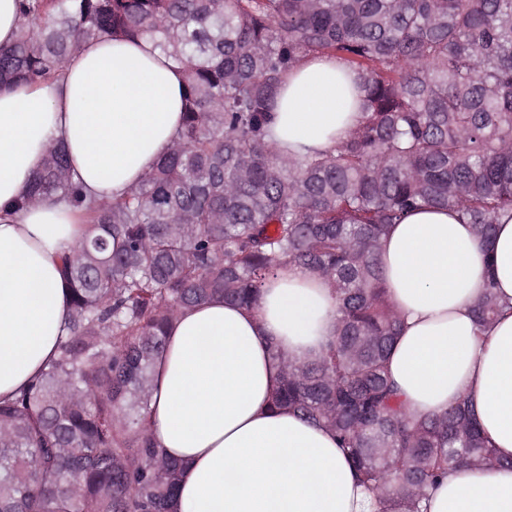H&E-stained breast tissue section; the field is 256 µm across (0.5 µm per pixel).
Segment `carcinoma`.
<instances>
[{
  "mask_svg": "<svg viewBox=\"0 0 512 512\" xmlns=\"http://www.w3.org/2000/svg\"><path fill=\"white\" fill-rule=\"evenodd\" d=\"M0 84L51 85L84 42L147 39L180 69L181 132L123 197H87L64 145L22 210L65 200L88 231L62 259L67 335L0 400V512H174L182 464L147 426L156 359L185 309L253 311L293 264L327 282L335 335L282 365L270 409L336 436L359 481L420 512L448 469L499 463L461 400L414 416L388 372L404 327L381 243L422 207L455 212L486 254L512 218V0H17ZM306 56L357 75L361 120L324 151L284 156L276 96ZM506 307L488 283L479 329Z\"/></svg>",
  "mask_w": 512,
  "mask_h": 512,
  "instance_id": "obj_1",
  "label": "carcinoma"
}]
</instances>
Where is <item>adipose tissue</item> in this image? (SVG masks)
<instances>
[{
	"instance_id": "adipose-tissue-1",
	"label": "adipose tissue",
	"mask_w": 512,
	"mask_h": 512,
	"mask_svg": "<svg viewBox=\"0 0 512 512\" xmlns=\"http://www.w3.org/2000/svg\"><path fill=\"white\" fill-rule=\"evenodd\" d=\"M183 78L141 40L80 46L61 83L0 89V398L27 386L53 358L68 325L60 257L85 234L64 202L12 209L64 144L90 195H123L177 140ZM355 76L333 58H308L289 76L273 114L282 152L322 150L346 138L360 114ZM381 261L405 328L388 368L411 413L438 415L468 397L499 466L456 467L428 512H512V310L486 334L470 313L494 279L512 302V220L493 255L471 225L421 209L395 225ZM336 325L325 281L285 265L257 310L221 302L181 312L155 365L148 421L158 446L184 465L176 512H373L334 434L269 408L281 375L268 341L295 361L326 344Z\"/></svg>"
}]
</instances>
